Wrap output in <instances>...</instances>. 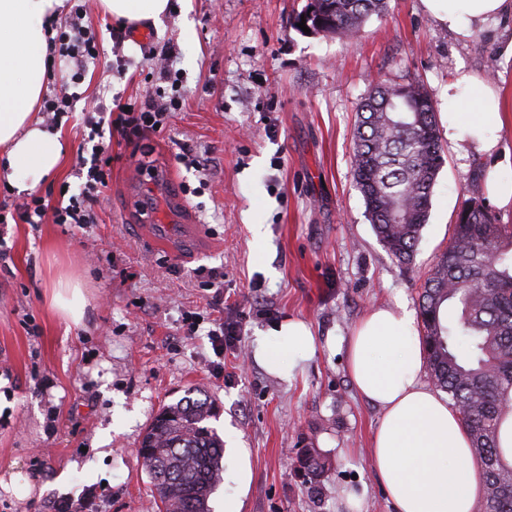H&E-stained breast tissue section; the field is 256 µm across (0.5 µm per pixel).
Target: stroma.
Returning <instances> with one entry per match:
<instances>
[{
    "label": "stroma",
    "mask_w": 512,
    "mask_h": 512,
    "mask_svg": "<svg viewBox=\"0 0 512 512\" xmlns=\"http://www.w3.org/2000/svg\"><path fill=\"white\" fill-rule=\"evenodd\" d=\"M305 3L187 0L160 24L117 38L110 16L89 6L84 25L124 69L101 67L71 85L75 112L60 125L67 152L38 193L78 189L83 112L145 100L169 66L182 107L164 135L113 146L96 223L0 230L9 256L0 265V475L18 471L34 486L23 500L0 490V512H52L64 495L72 512H160L138 448L159 409L184 397L213 401L212 425L238 451L212 512L228 498L240 512H395L368 455L380 415L352 387L346 340L372 307L416 309L474 169L512 167V128L489 156L445 143L429 221L406 267L378 242L353 181L357 108L377 83L409 78L440 103L461 70L493 76L512 98V58L500 52L512 17L462 37L421 0H387L385 14L348 41L300 32ZM185 143L207 159V185L178 160ZM160 223L175 234L153 249L147 240ZM211 268L224 273L222 295L202 286ZM62 276L91 294L81 325L50 304ZM190 311L240 325L241 342L216 356L207 336L185 335ZM288 317L318 339L289 384L252 357L257 331ZM305 448L325 461L316 488L296 466Z\"/></svg>",
    "instance_id": "35a3bbf8"
}]
</instances>
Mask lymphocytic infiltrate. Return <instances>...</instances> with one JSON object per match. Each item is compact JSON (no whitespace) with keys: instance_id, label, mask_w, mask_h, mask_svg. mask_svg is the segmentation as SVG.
Instances as JSON below:
<instances>
[{"instance_id":"f902f5d3","label":"lymphocytic infiltrate","mask_w":512,"mask_h":512,"mask_svg":"<svg viewBox=\"0 0 512 512\" xmlns=\"http://www.w3.org/2000/svg\"><path fill=\"white\" fill-rule=\"evenodd\" d=\"M85 11V5H76L69 31L57 37L59 56L72 63L79 75L89 65L98 63L100 57L93 33L82 24ZM178 105L177 98H166L164 91L159 90L147 100L127 104L118 99L110 109L102 108L96 115L86 116L85 122L95 142L90 155L79 161L86 175L78 192L64 204L33 194L15 207L0 205V223H7L11 218L26 224H42L50 220L78 228L95 223L112 179V142L135 144L149 135L162 133L169 113Z\"/></svg>"}]
</instances>
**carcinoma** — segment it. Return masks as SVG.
I'll list each match as a JSON object with an SVG mask.
<instances>
[{
    "mask_svg": "<svg viewBox=\"0 0 512 512\" xmlns=\"http://www.w3.org/2000/svg\"><path fill=\"white\" fill-rule=\"evenodd\" d=\"M387 0H307L310 32L359 37ZM352 175L378 241L400 264L413 262L429 218L432 189L444 164L435 108L423 83L409 79L374 88L361 102ZM512 225L500 224L482 197L480 170L457 213L451 248L436 257L421 285L418 310L426 367L448 395L485 475L478 512H512V464L499 447V425L512 412ZM465 339V351L457 341ZM206 400L164 405L139 448L161 512H210L224 481V440L207 421ZM309 482L320 480L319 454L299 457Z\"/></svg>",
    "mask_w": 512,
    "mask_h": 512,
    "instance_id": "carcinoma-1",
    "label": "carcinoma"
}]
</instances>
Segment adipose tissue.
I'll return each mask as SVG.
<instances>
[{
    "mask_svg": "<svg viewBox=\"0 0 512 512\" xmlns=\"http://www.w3.org/2000/svg\"><path fill=\"white\" fill-rule=\"evenodd\" d=\"M450 32L469 36L496 16H512V0H421ZM63 0H0V174L27 192L57 171L61 133L42 126L33 109L51 75L48 38ZM119 26L160 23L170 0H100ZM497 83L462 74L441 97L448 139L462 153L492 154L507 118ZM50 303L65 320L81 324L87 293L77 281H58ZM255 361L289 383L300 362L316 352L311 326L288 318L258 331ZM348 371L357 393L381 411L368 450L373 468L397 512H474L484 474L448 398L421 378L425 351L413 311L377 306L364 314L347 344Z\"/></svg>",
    "mask_w": 512,
    "mask_h": 512,
    "instance_id": "obj_1",
    "label": "adipose tissue"
}]
</instances>
